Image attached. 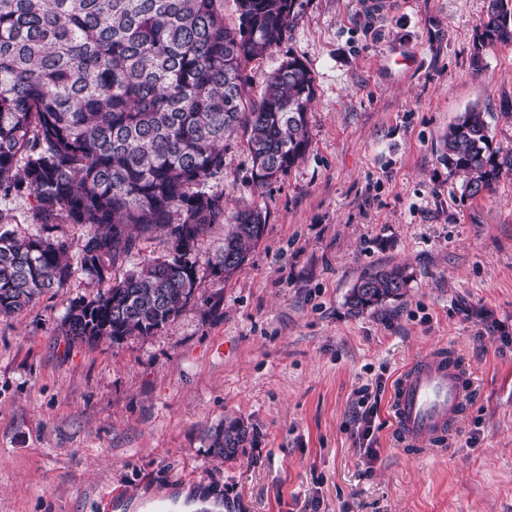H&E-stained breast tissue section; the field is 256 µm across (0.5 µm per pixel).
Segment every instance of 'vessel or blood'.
I'll list each match as a JSON object with an SVG mask.
<instances>
[{
  "label": "vessel or blood",
  "instance_id": "b4317fda",
  "mask_svg": "<svg viewBox=\"0 0 512 512\" xmlns=\"http://www.w3.org/2000/svg\"><path fill=\"white\" fill-rule=\"evenodd\" d=\"M474 385L472 373L445 350L413 362L397 379L389 400L400 446L423 457L445 445Z\"/></svg>",
  "mask_w": 512,
  "mask_h": 512
}]
</instances>
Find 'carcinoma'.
<instances>
[{
    "label": "carcinoma",
    "instance_id": "carcinoma-1",
    "mask_svg": "<svg viewBox=\"0 0 512 512\" xmlns=\"http://www.w3.org/2000/svg\"><path fill=\"white\" fill-rule=\"evenodd\" d=\"M238 24L224 23V0H0V201L27 196L45 230L87 228L77 264L107 284L69 301L68 335L119 344L151 336L195 297L202 276L229 279L263 238L267 216L238 211L224 243L203 259L198 238L224 221V196L207 188L224 170V151L242 137L251 178L265 186L305 158L315 96L307 64L288 57L256 98L249 63L280 45L298 0H235ZM512 43V0H489L473 63ZM476 197L512 173V150L490 145L485 113L472 108L448 127L439 155ZM0 211V315L29 307L64 286L70 245L57 236H20ZM164 236L168 254L121 280L111 269L136 243ZM410 275L392 266L362 275L347 296L352 312L383 311L402 298ZM247 440L239 419L211 436L215 456Z\"/></svg>",
    "mask_w": 512,
    "mask_h": 512
}]
</instances>
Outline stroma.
<instances>
[{
  "instance_id": "35a3bbf8",
  "label": "stroma",
  "mask_w": 512,
  "mask_h": 512,
  "mask_svg": "<svg viewBox=\"0 0 512 512\" xmlns=\"http://www.w3.org/2000/svg\"><path fill=\"white\" fill-rule=\"evenodd\" d=\"M284 41L252 62L260 93L286 56L315 78L305 159L266 187L242 140L209 180L225 216L257 206L263 239L230 279L206 277L154 335L71 340L63 288L0 315V512H114L180 489L224 512H512V176L474 198L439 160L468 109L512 150V44L472 62L488 0H299ZM411 276L387 312L355 316L365 272ZM469 364L476 390L447 454L411 459L392 437L399 372L434 347ZM381 386L375 455L353 418ZM251 434L214 457L227 418Z\"/></svg>"
}]
</instances>
